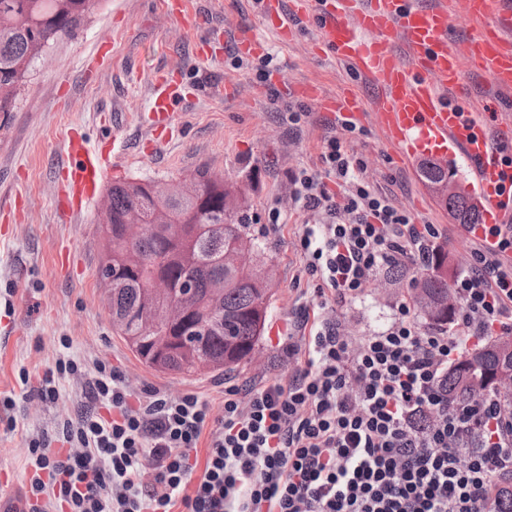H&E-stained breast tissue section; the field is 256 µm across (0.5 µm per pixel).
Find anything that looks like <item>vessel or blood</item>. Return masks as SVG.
<instances>
[{
  "instance_id": "1",
  "label": "vessel or blood",
  "mask_w": 512,
  "mask_h": 512,
  "mask_svg": "<svg viewBox=\"0 0 512 512\" xmlns=\"http://www.w3.org/2000/svg\"><path fill=\"white\" fill-rule=\"evenodd\" d=\"M165 12L188 30L197 16L188 0H162ZM263 26L282 39L301 21L317 33V54L348 68L355 81L374 86L372 97L356 90L333 97L318 86L295 87L298 97L341 121L373 126L399 162L463 156L471 165L470 185L484 224L465 232L464 244L496 249L489 225L512 222V164L499 147L512 146V120H505V95L512 93V0H260ZM464 21L469 36L453 41L448 31ZM235 49L260 56L265 45L249 26H236ZM483 81L474 96L466 74ZM180 82L164 74L153 79L147 113L158 142L178 124L184 102ZM107 144L91 145L71 132L64 146L65 176L53 202L67 219L95 194L103 177Z\"/></svg>"
}]
</instances>
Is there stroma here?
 Returning <instances> with one entry per match:
<instances>
[{
    "instance_id": "obj_1",
    "label": "stroma",
    "mask_w": 512,
    "mask_h": 512,
    "mask_svg": "<svg viewBox=\"0 0 512 512\" xmlns=\"http://www.w3.org/2000/svg\"><path fill=\"white\" fill-rule=\"evenodd\" d=\"M200 30L258 24L256 0H190ZM274 68L283 70L288 84L312 82L334 95L353 84L344 65L312 51L314 35L301 30L288 42L264 32ZM196 34L166 14L160 0H101L74 38L58 42L36 63L18 107L0 129V501L23 502L32 471L28 442L47 436L58 450L57 436L86 399L83 381L59 376L55 364L64 353L85 362L117 368L134 391L157 389L172 396L196 394L213 416H221L226 383L245 385L284 379L290 365L288 344H300L294 327L304 288L296 278L302 259L295 249L305 212L289 203V179L300 169H320L322 139L335 132L346 148L366 165V177L416 223L436 225L440 247L448 253V275L465 269L467 251L458 244L463 227L420 176V161L402 165L393 158L373 127L350 135L334 128L320 112L306 118L300 134L288 132L286 107L293 102L287 86L276 94L255 98L259 84L252 73L234 69L232 46L215 44L219 58L212 64L196 61ZM114 45L115 56L96 80H87L84 62L103 41ZM164 70L178 76L185 88L235 79L240 95L232 101L218 96L188 98L182 105V126L158 149L143 144L141 106L152 92V77ZM90 142L118 137L126 151L106 172V184L124 180L155 182L192 175L207 167L244 191V211L262 243L261 261L274 271L273 297L263 338L251 360L224 375H177L147 367L112 326L103 300L98 269L102 256L99 202L91 200L58 223L52 198L61 180L63 142L69 129ZM279 205V223L266 212ZM402 280L377 273L359 299L335 305L328 314L347 331L367 336L392 320L396 304L410 301L422 276L406 265ZM54 377L59 396L39 397L44 379Z\"/></svg>"
}]
</instances>
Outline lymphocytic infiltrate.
I'll use <instances>...</instances> for the list:
<instances>
[{"mask_svg":"<svg viewBox=\"0 0 512 512\" xmlns=\"http://www.w3.org/2000/svg\"><path fill=\"white\" fill-rule=\"evenodd\" d=\"M321 162L290 179L317 220L297 239L314 289L288 379L227 389L215 418L194 394L137 397L119 371L59 358L89 403L64 423L63 449L30 440L28 512H493L512 476V404L483 393L462 407L443 382L473 343L512 334V269L473 246L450 287L451 329L421 331L403 303L384 329L349 335L326 309L380 268L427 265L439 231L376 190L339 137H324Z\"/></svg>","mask_w":512,"mask_h":512,"instance_id":"f902f5d3","label":"lymphocytic infiltrate"}]
</instances>
